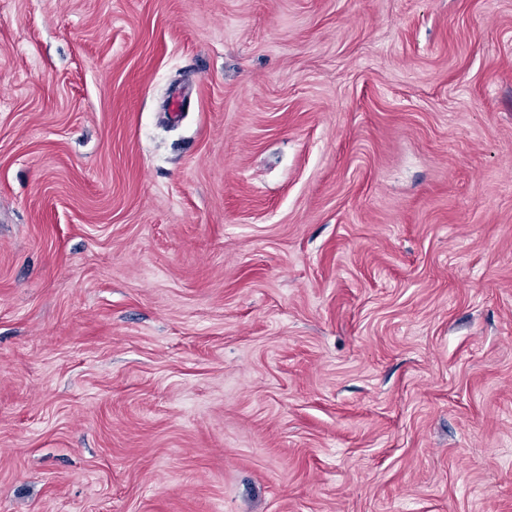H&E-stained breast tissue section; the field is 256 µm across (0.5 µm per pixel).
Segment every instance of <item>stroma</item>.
I'll return each mask as SVG.
<instances>
[{
	"label": "stroma",
	"instance_id": "1",
	"mask_svg": "<svg viewBox=\"0 0 512 512\" xmlns=\"http://www.w3.org/2000/svg\"><path fill=\"white\" fill-rule=\"evenodd\" d=\"M0 512H512V0H0Z\"/></svg>",
	"mask_w": 512,
	"mask_h": 512
}]
</instances>
